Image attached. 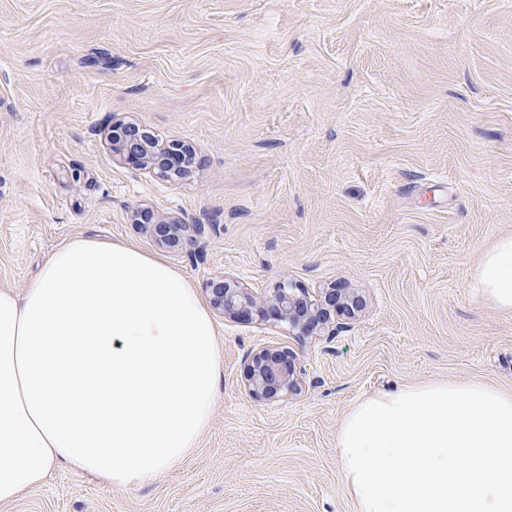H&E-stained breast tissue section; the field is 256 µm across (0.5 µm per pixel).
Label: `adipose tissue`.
<instances>
[{
  "label": "adipose tissue",
  "mask_w": 512,
  "mask_h": 512,
  "mask_svg": "<svg viewBox=\"0 0 512 512\" xmlns=\"http://www.w3.org/2000/svg\"><path fill=\"white\" fill-rule=\"evenodd\" d=\"M473 291L512 311V235ZM221 356L207 307L162 258L77 238L23 293L0 289V503L66 467L144 486L206 433Z\"/></svg>",
  "instance_id": "1"
}]
</instances>
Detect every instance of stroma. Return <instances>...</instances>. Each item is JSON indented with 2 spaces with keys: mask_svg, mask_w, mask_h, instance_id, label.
Wrapping results in <instances>:
<instances>
[{
  "mask_svg": "<svg viewBox=\"0 0 512 512\" xmlns=\"http://www.w3.org/2000/svg\"><path fill=\"white\" fill-rule=\"evenodd\" d=\"M132 122L193 146L162 178L113 157ZM202 225L177 249L129 221ZM512 234V0H0V287L76 238L363 300L332 336L210 316L221 354L195 453L154 483L68 469L0 512H356L337 432L367 397L430 381L512 390V311L471 278ZM302 390L251 396L259 344Z\"/></svg>",
  "mask_w": 512,
  "mask_h": 512,
  "instance_id": "obj_1",
  "label": "stroma"
}]
</instances>
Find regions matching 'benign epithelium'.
Instances as JSON below:
<instances>
[{
    "label": "benign epithelium",
    "instance_id": "7a95c632",
    "mask_svg": "<svg viewBox=\"0 0 512 512\" xmlns=\"http://www.w3.org/2000/svg\"><path fill=\"white\" fill-rule=\"evenodd\" d=\"M121 135H112V154L141 170L167 177L180 172V159H194L193 148L179 140L161 142L134 123L117 127ZM131 223L158 245L175 249L186 239L190 225L174 214H166L141 204L130 214ZM213 306L230 318L256 309L299 331L303 336L321 335L333 323L336 313L353 315L360 309L361 298L352 288H326L311 295L300 285L283 281L273 293L255 295L234 281L220 277L210 282ZM302 384L296 357L288 348L263 345L248 363L249 393L266 402H277L297 393Z\"/></svg>",
    "mask_w": 512,
    "mask_h": 512
}]
</instances>
